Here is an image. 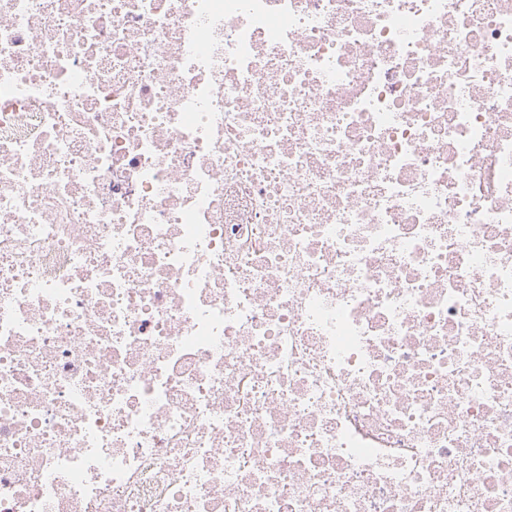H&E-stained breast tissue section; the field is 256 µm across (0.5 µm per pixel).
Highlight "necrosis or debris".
<instances>
[{
	"mask_svg": "<svg viewBox=\"0 0 512 512\" xmlns=\"http://www.w3.org/2000/svg\"><path fill=\"white\" fill-rule=\"evenodd\" d=\"M0 512H512V0H0Z\"/></svg>",
	"mask_w": 512,
	"mask_h": 512,
	"instance_id": "necrosis-or-debris-1",
	"label": "necrosis or debris"
}]
</instances>
